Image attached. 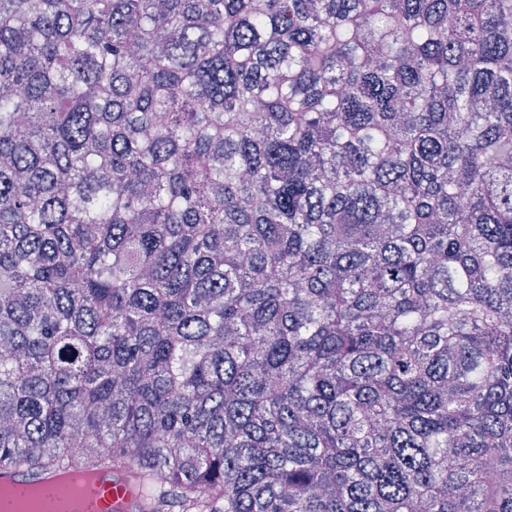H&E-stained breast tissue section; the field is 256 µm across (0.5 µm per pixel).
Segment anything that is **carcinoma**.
<instances>
[{
    "instance_id": "carcinoma-1",
    "label": "carcinoma",
    "mask_w": 512,
    "mask_h": 512,
    "mask_svg": "<svg viewBox=\"0 0 512 512\" xmlns=\"http://www.w3.org/2000/svg\"><path fill=\"white\" fill-rule=\"evenodd\" d=\"M13 465L512 512V0H0Z\"/></svg>"
}]
</instances>
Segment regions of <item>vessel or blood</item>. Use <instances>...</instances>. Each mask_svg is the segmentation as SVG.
<instances>
[{
    "label": "vessel or blood",
    "mask_w": 512,
    "mask_h": 512,
    "mask_svg": "<svg viewBox=\"0 0 512 512\" xmlns=\"http://www.w3.org/2000/svg\"><path fill=\"white\" fill-rule=\"evenodd\" d=\"M56 476L53 469L0 467V512H18L31 501L41 512H71L70 501L57 493ZM88 476L90 484L80 493V512H152L151 501L138 493L132 473L101 467L90 470Z\"/></svg>",
    "instance_id": "b4317fda"
}]
</instances>
